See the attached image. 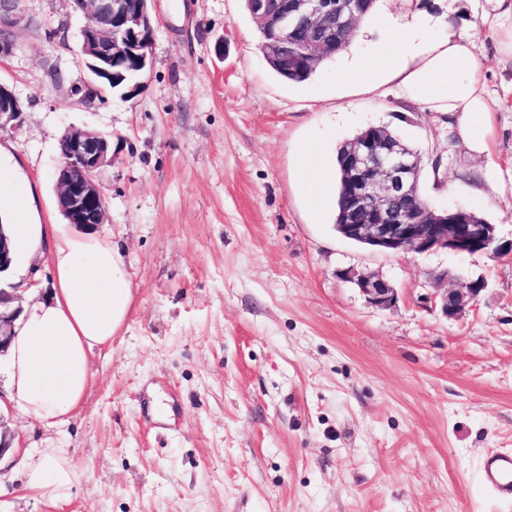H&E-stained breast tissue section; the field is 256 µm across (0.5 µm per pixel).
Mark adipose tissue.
<instances>
[{
	"instance_id": "ef3b65f1",
	"label": "adipose tissue",
	"mask_w": 512,
	"mask_h": 512,
	"mask_svg": "<svg viewBox=\"0 0 512 512\" xmlns=\"http://www.w3.org/2000/svg\"><path fill=\"white\" fill-rule=\"evenodd\" d=\"M481 23L494 37L500 58L512 60V5L493 0ZM401 28L405 40L393 48L386 31ZM429 21L413 15L403 23L389 12L371 11L363 30L379 50L370 59L355 48L345 52L351 83L365 87L392 82L398 99L422 104L451 122L458 141L474 157L489 154L491 124L484 58L472 35L429 38ZM0 228L26 261L47 259L52 292L28 303L16 322L6 352L8 400L44 427L66 424L81 406L92 380L89 355L110 345L124 327L134 293L123 258L109 239L95 231L73 232L65 224H46L21 166L0 146ZM25 487L51 502L68 498L78 478L64 448H36L22 460Z\"/></svg>"
}]
</instances>
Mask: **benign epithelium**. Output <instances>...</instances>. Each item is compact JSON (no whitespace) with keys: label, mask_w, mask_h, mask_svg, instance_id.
I'll use <instances>...</instances> for the list:
<instances>
[{"label":"benign epithelium","mask_w":512,"mask_h":512,"mask_svg":"<svg viewBox=\"0 0 512 512\" xmlns=\"http://www.w3.org/2000/svg\"><path fill=\"white\" fill-rule=\"evenodd\" d=\"M151 0H71L85 23L81 29V54L89 71L87 90L98 96L125 77L140 78L150 62L154 24ZM23 0H0V57L15 48L13 27L21 19ZM251 16L258 30L283 47L282 21L300 17L306 40L295 53L302 64L313 66L336 53V31L351 35L360 18L361 0H251ZM23 102L0 83V130L14 128ZM65 153L59 155L55 185L59 208L68 223L80 230H99L107 222V209L97 176L112 165L110 136L83 128H70L61 136ZM422 159L411 154L401 140L383 126H371L348 143L342 177L348 189L353 216L337 225L345 239L385 253L446 251L459 257L487 253H512V239L499 236L497 225L476 224L462 208L433 209L417 197L416 181ZM13 246L0 225V271L12 264ZM340 275L354 283L366 301L388 309L398 293L375 272L344 269ZM486 289L484 281L471 280L459 289L435 295L444 317L458 319ZM22 312L15 286L0 287V354L13 336Z\"/></svg>","instance_id":"7a95c632"}]
</instances>
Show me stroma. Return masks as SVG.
Wrapping results in <instances>:
<instances>
[{
    "mask_svg": "<svg viewBox=\"0 0 512 512\" xmlns=\"http://www.w3.org/2000/svg\"><path fill=\"white\" fill-rule=\"evenodd\" d=\"M430 36L474 35L488 59L491 153L469 157L439 114L344 80L342 57L294 84L270 69L244 0H153L151 65L131 98L89 95L80 16L26 0L0 80L19 94L1 131L42 218L57 205V145L71 127L112 137L100 176L134 300L65 425L10 405L0 512H512L480 480L512 450V254H390L342 238L327 173L368 126L423 158L425 200L462 207L512 236V61L475 28L486 0H412ZM441 159L444 180L432 163ZM398 291L368 304L341 270ZM449 280H441V273ZM483 279L456 320L442 288ZM68 449L78 472L52 504L23 488L33 448Z\"/></svg>",
    "mask_w": 512,
    "mask_h": 512,
    "instance_id": "stroma-1",
    "label": "stroma"
}]
</instances>
